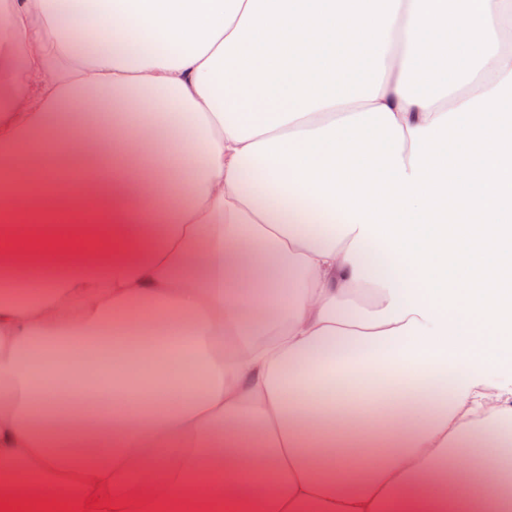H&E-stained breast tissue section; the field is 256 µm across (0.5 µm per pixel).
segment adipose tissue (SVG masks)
<instances>
[{
    "instance_id": "1",
    "label": "adipose tissue",
    "mask_w": 512,
    "mask_h": 512,
    "mask_svg": "<svg viewBox=\"0 0 512 512\" xmlns=\"http://www.w3.org/2000/svg\"><path fill=\"white\" fill-rule=\"evenodd\" d=\"M510 17L0 0V500L512 512Z\"/></svg>"
}]
</instances>
